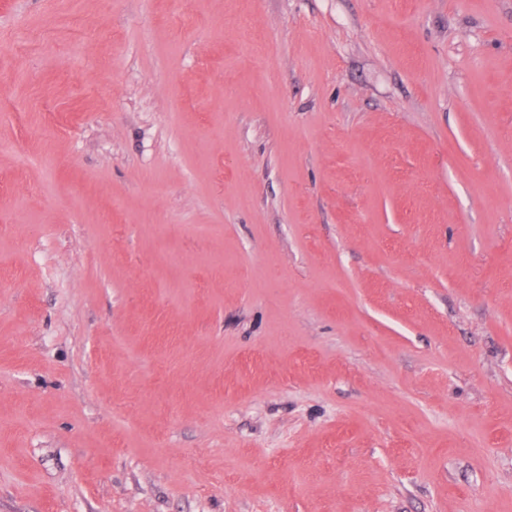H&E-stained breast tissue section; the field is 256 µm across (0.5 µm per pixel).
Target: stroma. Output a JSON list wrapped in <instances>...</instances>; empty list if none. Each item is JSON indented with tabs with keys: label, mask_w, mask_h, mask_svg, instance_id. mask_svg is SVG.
Wrapping results in <instances>:
<instances>
[{
	"label": "stroma",
	"mask_w": 512,
	"mask_h": 512,
	"mask_svg": "<svg viewBox=\"0 0 512 512\" xmlns=\"http://www.w3.org/2000/svg\"><path fill=\"white\" fill-rule=\"evenodd\" d=\"M0 512H512V0H0Z\"/></svg>",
	"instance_id": "35a3bbf8"
}]
</instances>
